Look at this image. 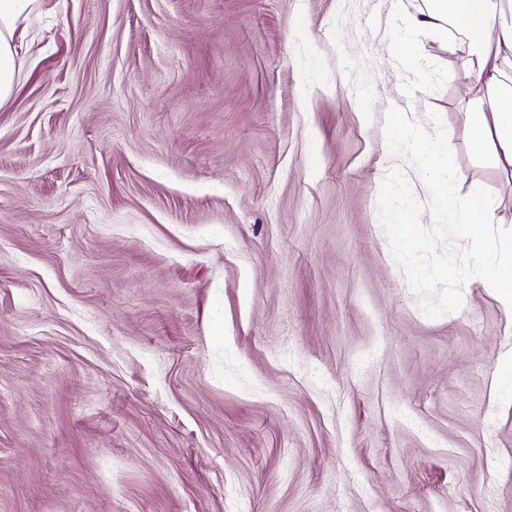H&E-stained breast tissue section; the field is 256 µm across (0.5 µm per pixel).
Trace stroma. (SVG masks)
Returning a JSON list of instances; mask_svg holds the SVG:
<instances>
[{"mask_svg": "<svg viewBox=\"0 0 512 512\" xmlns=\"http://www.w3.org/2000/svg\"><path fill=\"white\" fill-rule=\"evenodd\" d=\"M0 103V512H512V308L428 318L389 108L461 135L392 0H39ZM413 36L416 56L397 43Z\"/></svg>", "mask_w": 512, "mask_h": 512, "instance_id": "obj_1", "label": "stroma"}]
</instances>
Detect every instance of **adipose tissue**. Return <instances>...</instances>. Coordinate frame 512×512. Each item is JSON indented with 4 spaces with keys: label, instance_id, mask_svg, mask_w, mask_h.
<instances>
[{
    "label": "adipose tissue",
    "instance_id": "1",
    "mask_svg": "<svg viewBox=\"0 0 512 512\" xmlns=\"http://www.w3.org/2000/svg\"><path fill=\"white\" fill-rule=\"evenodd\" d=\"M37 0H0V102L19 82L15 40ZM413 29L433 37L448 36L455 21L466 33L467 68L482 93L470 102L462 134L473 153L506 175H512V0H431L426 11L410 16Z\"/></svg>",
    "mask_w": 512,
    "mask_h": 512
}]
</instances>
